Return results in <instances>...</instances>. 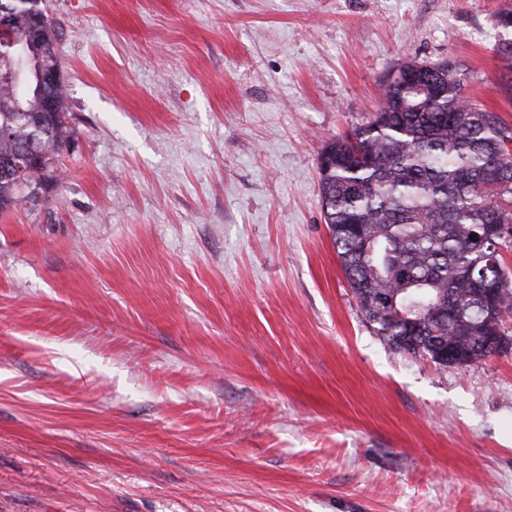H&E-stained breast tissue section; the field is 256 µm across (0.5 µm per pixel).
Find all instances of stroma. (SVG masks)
<instances>
[{"instance_id":"obj_1","label":"stroma","mask_w":512,"mask_h":512,"mask_svg":"<svg viewBox=\"0 0 512 512\" xmlns=\"http://www.w3.org/2000/svg\"><path fill=\"white\" fill-rule=\"evenodd\" d=\"M512 0H46L61 181L0 213V512H512V353L366 322L318 159Z\"/></svg>"}]
</instances>
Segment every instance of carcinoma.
I'll return each mask as SVG.
<instances>
[{
    "instance_id": "carcinoma-1",
    "label": "carcinoma",
    "mask_w": 512,
    "mask_h": 512,
    "mask_svg": "<svg viewBox=\"0 0 512 512\" xmlns=\"http://www.w3.org/2000/svg\"><path fill=\"white\" fill-rule=\"evenodd\" d=\"M497 25L495 53L512 67V9ZM40 29L28 52L57 73L45 93L15 88L9 44L0 42V160L30 143L39 159L0 172V211L57 182L55 158L71 138L57 26L50 19ZM437 66L401 65L405 77L385 88L381 115L327 146L319 170L324 222L365 320L389 347L446 369L448 342L457 347L454 366L480 363L484 337L505 335L512 313V287L490 308L474 284L501 265L485 233L512 226V151L500 118L462 95L465 74L457 69L449 82L448 62ZM15 100L24 111H9ZM492 165L508 181L489 182Z\"/></svg>"
}]
</instances>
